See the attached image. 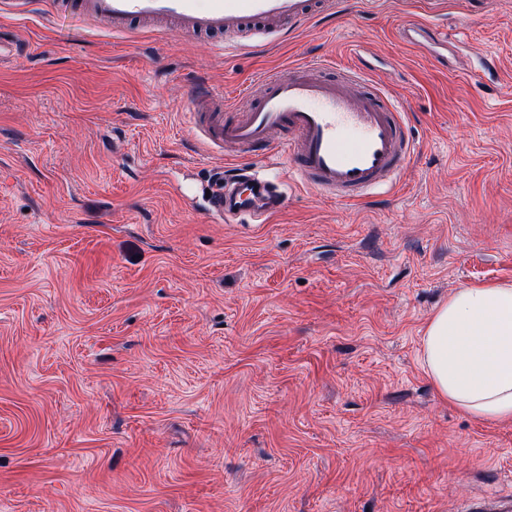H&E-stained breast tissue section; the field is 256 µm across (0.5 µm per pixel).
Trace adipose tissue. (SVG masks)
I'll use <instances>...</instances> for the list:
<instances>
[{"label": "adipose tissue", "mask_w": 512, "mask_h": 512, "mask_svg": "<svg viewBox=\"0 0 512 512\" xmlns=\"http://www.w3.org/2000/svg\"><path fill=\"white\" fill-rule=\"evenodd\" d=\"M420 362L449 405L512 423V283L458 289L431 316Z\"/></svg>", "instance_id": "adipose-tissue-1"}]
</instances>
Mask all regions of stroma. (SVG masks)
Segmentation results:
<instances>
[{
    "label": "stroma",
    "mask_w": 512,
    "mask_h": 512,
    "mask_svg": "<svg viewBox=\"0 0 512 512\" xmlns=\"http://www.w3.org/2000/svg\"><path fill=\"white\" fill-rule=\"evenodd\" d=\"M448 33V64L408 44ZM0 512H461L512 493V423L442 400L421 337L512 283V0H339L288 40L115 36L0 0ZM360 62L417 152L357 203L263 174L266 224L205 216L194 84ZM405 38L414 46L422 49L426 42L441 41L440 32L423 28L413 22H408L403 26Z\"/></svg>",
    "instance_id": "1"
}]
</instances>
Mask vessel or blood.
Masks as SVG:
<instances>
[{"label":"vessel or blood","instance_id":"b4317fda","mask_svg":"<svg viewBox=\"0 0 512 512\" xmlns=\"http://www.w3.org/2000/svg\"><path fill=\"white\" fill-rule=\"evenodd\" d=\"M74 17L95 18L113 34L132 24L172 20L189 36H226L229 46L258 34L281 40L320 15L335 0H58ZM313 60L260 77L248 89L249 105H227L223 95L199 86L190 113L194 131L210 150L243 157L277 152L292 174L321 196L357 201L392 185L410 166L416 146L404 109L370 85L355 65L324 75ZM237 181L216 177L207 212L222 222L268 223L282 197L259 170L243 167ZM463 512H512V498L472 500Z\"/></svg>","mask_w":512,"mask_h":512}]
</instances>
